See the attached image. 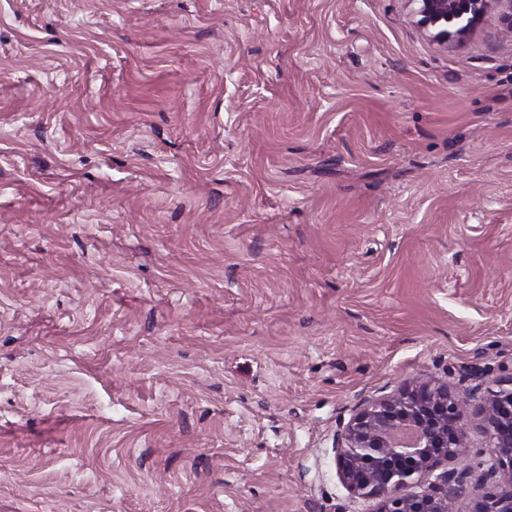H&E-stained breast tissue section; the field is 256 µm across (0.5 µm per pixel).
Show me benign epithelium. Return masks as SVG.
<instances>
[{"instance_id": "1", "label": "benign epithelium", "mask_w": 512, "mask_h": 512, "mask_svg": "<svg viewBox=\"0 0 512 512\" xmlns=\"http://www.w3.org/2000/svg\"><path fill=\"white\" fill-rule=\"evenodd\" d=\"M417 24L436 30L433 38L448 40L445 25L457 20L458 38L496 9L512 33V0H415ZM480 417L485 449L467 444L464 418L469 409ZM332 448L339 481L352 497L372 505L371 512H457L472 467L467 455L480 458L488 491L469 512H512V375L488 382L478 403L432 378H418L401 390L373 399L336 432ZM455 467L445 468L448 463ZM427 481L418 493L408 489Z\"/></svg>"}]
</instances>
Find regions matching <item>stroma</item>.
<instances>
[{"label": "stroma", "instance_id": "obj_1", "mask_svg": "<svg viewBox=\"0 0 512 512\" xmlns=\"http://www.w3.org/2000/svg\"><path fill=\"white\" fill-rule=\"evenodd\" d=\"M409 0H0V512H365L332 437L512 374V35Z\"/></svg>", "mask_w": 512, "mask_h": 512}]
</instances>
